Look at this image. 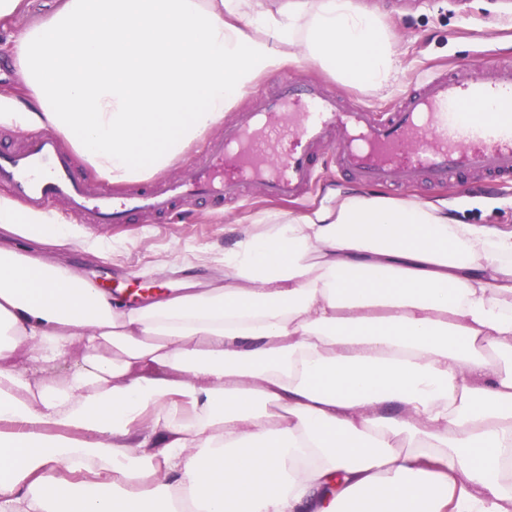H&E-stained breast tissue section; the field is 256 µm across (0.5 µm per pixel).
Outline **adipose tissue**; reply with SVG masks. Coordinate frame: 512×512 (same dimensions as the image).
<instances>
[{"label": "adipose tissue", "mask_w": 512, "mask_h": 512, "mask_svg": "<svg viewBox=\"0 0 512 512\" xmlns=\"http://www.w3.org/2000/svg\"><path fill=\"white\" fill-rule=\"evenodd\" d=\"M52 2L6 31L0 128L112 184L298 60L374 89L401 68L358 0ZM0 231L84 236L8 197ZM224 232L192 257L213 281L140 306L0 247V512H512V232L364 194ZM9 46L5 37L0 38V94L10 95L21 90L20 81L7 64ZM5 74V76H4Z\"/></svg>", "instance_id": "ef3b65f1"}]
</instances>
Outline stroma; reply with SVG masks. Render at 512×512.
<instances>
[{
  "mask_svg": "<svg viewBox=\"0 0 512 512\" xmlns=\"http://www.w3.org/2000/svg\"><path fill=\"white\" fill-rule=\"evenodd\" d=\"M376 10L390 23L396 47L403 61L398 90L343 87L333 77L308 61L285 69L284 73L262 77L238 102L235 112L226 113L233 121L236 112L251 110L257 102L274 94L281 78L296 82L320 80L327 91L346 93L347 104H362L382 110L394 102L419 78L438 66L453 70L459 79L469 78L474 65L483 62H512V0H359ZM354 182L322 169L317 189L303 201L274 202L260 190L249 191L239 201L215 209L199 206L182 222L136 215L128 224L88 225L93 238L101 241L100 250L74 245L44 247L38 256L61 261L76 270L88 282H96L101 268L116 272L119 282L143 279L146 272L166 257L193 250L213 253L224 249V227L242 215L279 207L284 211H310L328 203L333 195L353 190ZM385 197H414L438 206H447L458 221L465 224H489L512 230V183L493 189L478 185L410 186L399 191L382 189Z\"/></svg>",
  "mask_w": 512,
  "mask_h": 512,
  "instance_id": "1",
  "label": "stroma"
}]
</instances>
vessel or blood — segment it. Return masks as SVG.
Returning a JSON list of instances; mask_svg holds the SVG:
<instances>
[{"label":"vessel or blood","mask_w":512,"mask_h":512,"mask_svg":"<svg viewBox=\"0 0 512 512\" xmlns=\"http://www.w3.org/2000/svg\"><path fill=\"white\" fill-rule=\"evenodd\" d=\"M502 96L503 111L486 116L476 104ZM365 186L395 189L421 181H512V66L490 65L461 82L444 72L422 79L390 109L341 108L316 82H282L278 92L225 125L207 142L204 160L174 180L123 191L89 184L74 173L47 132L19 150L0 151V183L30 207L66 201L88 224H123L132 215L159 217L240 199L246 185L270 197H305L317 160Z\"/></svg>","instance_id":"obj_1"}]
</instances>
